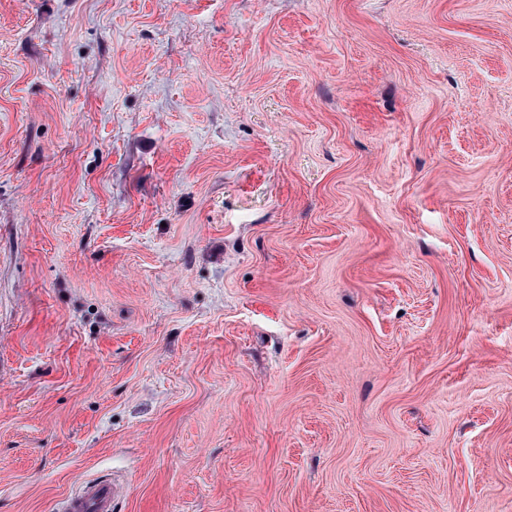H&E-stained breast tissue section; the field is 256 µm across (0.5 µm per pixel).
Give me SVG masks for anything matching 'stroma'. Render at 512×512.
Masks as SVG:
<instances>
[{
	"mask_svg": "<svg viewBox=\"0 0 512 512\" xmlns=\"http://www.w3.org/2000/svg\"><path fill=\"white\" fill-rule=\"evenodd\" d=\"M512 512V0H0V512ZM117 496L113 480H93L79 491L69 494L60 503L61 512H112V502Z\"/></svg>",
	"mask_w": 512,
	"mask_h": 512,
	"instance_id": "obj_1",
	"label": "stroma"
}]
</instances>
